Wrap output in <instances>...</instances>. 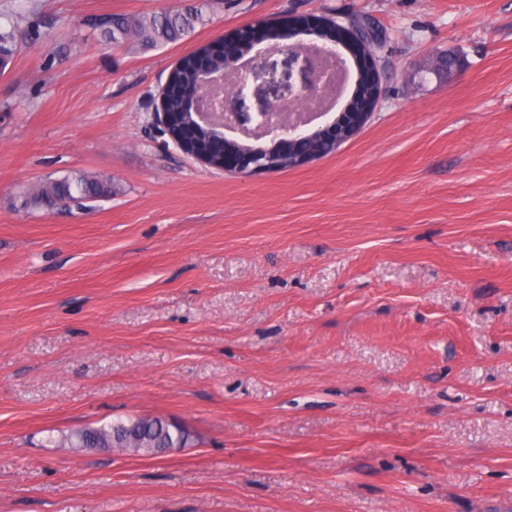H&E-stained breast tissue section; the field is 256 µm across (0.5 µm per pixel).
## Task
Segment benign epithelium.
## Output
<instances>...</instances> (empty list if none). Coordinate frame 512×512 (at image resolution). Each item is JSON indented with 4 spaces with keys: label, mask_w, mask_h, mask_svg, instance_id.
Wrapping results in <instances>:
<instances>
[{
    "label": "benign epithelium",
    "mask_w": 512,
    "mask_h": 512,
    "mask_svg": "<svg viewBox=\"0 0 512 512\" xmlns=\"http://www.w3.org/2000/svg\"><path fill=\"white\" fill-rule=\"evenodd\" d=\"M336 26L347 29L361 40L371 34L374 27L362 26L351 15L336 16ZM253 25H248L224 38V69L217 71L207 65L206 59L199 56L195 60L197 71L209 77L216 88L231 85V92L224 98H214L211 104L203 105L195 113V119L176 131H171L169 113L159 110L156 121L161 131L169 137L173 145L185 151L187 145L196 141L204 126L219 130L217 137L210 139L211 147L224 155L221 170L231 173H252L272 171L279 163L288 167L300 166L322 154V148L337 147L352 138L372 117L380 98L379 79L356 80L351 98L336 117L328 119L330 112L323 110L315 117L325 119L322 124L309 121L296 122L284 113L293 103L310 100L316 91L319 65L324 60L332 61L343 72L346 58L344 46L335 42L293 48L291 56L301 61L303 80L299 87L288 86L286 92L265 100L253 115L239 112L232 102L241 100L255 89L257 82L266 71L267 59L276 52L284 51L278 44H270L255 49ZM268 139L267 147L253 146L249 141Z\"/></svg>",
    "instance_id": "obj_1"
}]
</instances>
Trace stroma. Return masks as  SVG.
<instances>
[{
	"label": "stroma",
	"mask_w": 512,
	"mask_h": 512,
	"mask_svg": "<svg viewBox=\"0 0 512 512\" xmlns=\"http://www.w3.org/2000/svg\"><path fill=\"white\" fill-rule=\"evenodd\" d=\"M187 3L0 0V512H512V0H216L135 53L98 28ZM343 13L386 43L336 151L233 174L169 145L181 58ZM75 173L112 198L23 207ZM138 416L193 445L50 442Z\"/></svg>",
	"instance_id": "obj_1"
}]
</instances>
